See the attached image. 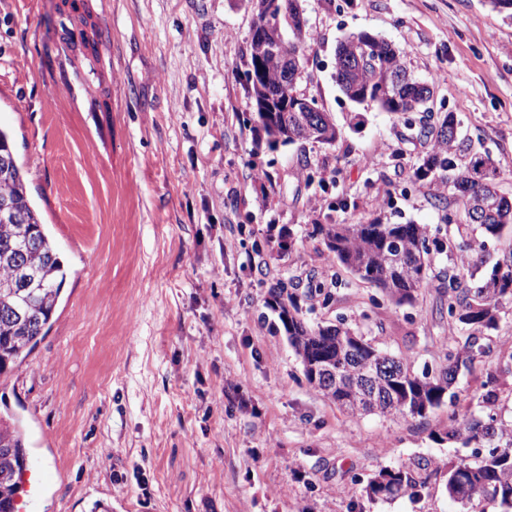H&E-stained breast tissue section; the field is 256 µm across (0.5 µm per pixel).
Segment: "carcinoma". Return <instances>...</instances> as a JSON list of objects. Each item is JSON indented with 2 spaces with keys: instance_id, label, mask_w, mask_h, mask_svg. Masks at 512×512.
Returning a JSON list of instances; mask_svg holds the SVG:
<instances>
[{
  "instance_id": "1",
  "label": "carcinoma",
  "mask_w": 512,
  "mask_h": 512,
  "mask_svg": "<svg viewBox=\"0 0 512 512\" xmlns=\"http://www.w3.org/2000/svg\"><path fill=\"white\" fill-rule=\"evenodd\" d=\"M278 2L288 5V13L280 14V26L291 33L288 68L295 71L305 36L304 24L297 19L300 0ZM266 40V30L257 27L247 71L252 119L272 147L333 143L337 138L333 124L315 136L307 134V128L322 122V113L294 112L287 105L274 83L281 69L280 55L262 49ZM336 82L349 100L376 102L388 112L401 113L411 126L415 113L425 108L418 81L409 76L400 52L366 32L349 36L339 45ZM455 121L450 112L436 125H420L419 137L428 151L416 176L438 178L440 187L462 206L465 221L446 214L448 228L442 236L431 233L425 224L375 221L317 224L311 232L321 237L340 264L396 306L413 304L432 278L440 281L439 314H448L453 342L434 368L418 373L411 359L381 353L364 336L341 324H309L298 305L299 283L292 279L276 281L270 295L306 381L349 416L424 417L445 403L451 406L446 436L471 453L447 468L431 459L384 468L368 482L370 498L418 496L442 476L448 496L467 512L482 502L496 505L497 512H512V420L491 412L461 418L453 409L454 400H445L460 372L473 370L477 357L491 356V348L481 340L498 328L504 303H512V250L483 274L465 252L467 239L477 229L485 238H501L505 226L512 224V202L496 188L498 171L489 154L473 152L468 140L454 133ZM29 185V171L17 161L12 134L0 128V203L8 204L11 212L7 217L0 210V372L22 363L34 349L68 277L42 214L32 205ZM443 254L448 268L435 274L432 256ZM304 295L319 299L325 308L333 301V292L322 281L310 285ZM509 373L512 366L507 362L497 363L487 373L484 407L498 400L493 386L498 376ZM24 448L19 420L8 423L0 418V512H16L18 476L26 463Z\"/></svg>"
}]
</instances>
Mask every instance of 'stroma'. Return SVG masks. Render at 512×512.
Instances as JSON below:
<instances>
[{"instance_id": "35a3bbf8", "label": "stroma", "mask_w": 512, "mask_h": 512, "mask_svg": "<svg viewBox=\"0 0 512 512\" xmlns=\"http://www.w3.org/2000/svg\"><path fill=\"white\" fill-rule=\"evenodd\" d=\"M296 90L334 144L268 148L250 123L248 0H0V126L69 277L46 335L0 372V413L52 480L23 512H459L441 482L370 499L383 468L465 453L448 409L351 417L310 387L269 289L336 279L328 308L379 351L434 364L435 289L372 304L316 224H426L427 147L399 114L346 99L345 37L368 32L491 155L512 200V19L488 0H302ZM74 33L65 42L64 30ZM74 94L48 107L50 93ZM263 171L254 179V171Z\"/></svg>"}]
</instances>
